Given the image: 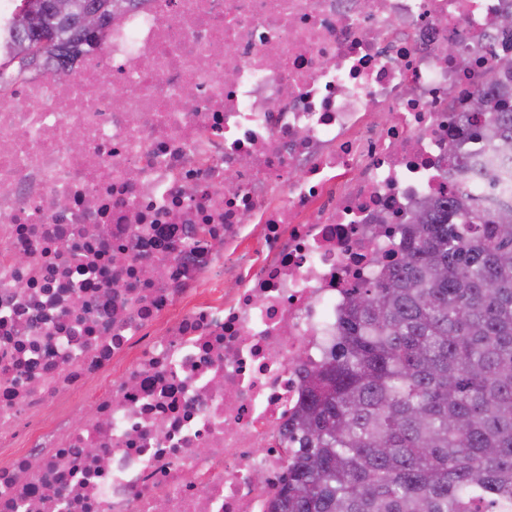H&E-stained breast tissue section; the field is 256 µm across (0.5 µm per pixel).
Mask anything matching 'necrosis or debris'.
Segmentation results:
<instances>
[{
  "mask_svg": "<svg viewBox=\"0 0 512 512\" xmlns=\"http://www.w3.org/2000/svg\"><path fill=\"white\" fill-rule=\"evenodd\" d=\"M506 14L134 0L66 96L42 62L0 83V512H273L309 377L397 259L380 227L448 192V108Z\"/></svg>",
  "mask_w": 512,
  "mask_h": 512,
  "instance_id": "obj_1",
  "label": "necrosis or debris"
}]
</instances>
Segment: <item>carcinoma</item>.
<instances>
[{"instance_id": "cac0c4a2", "label": "carcinoma", "mask_w": 512, "mask_h": 512, "mask_svg": "<svg viewBox=\"0 0 512 512\" xmlns=\"http://www.w3.org/2000/svg\"><path fill=\"white\" fill-rule=\"evenodd\" d=\"M9 62L48 55L64 74L99 34L21 0ZM492 58L512 54V15ZM486 110H465L448 178L512 159V66ZM386 275L351 291L338 336L306 389L303 444L275 512H512V196L464 183L416 212Z\"/></svg>"}]
</instances>
